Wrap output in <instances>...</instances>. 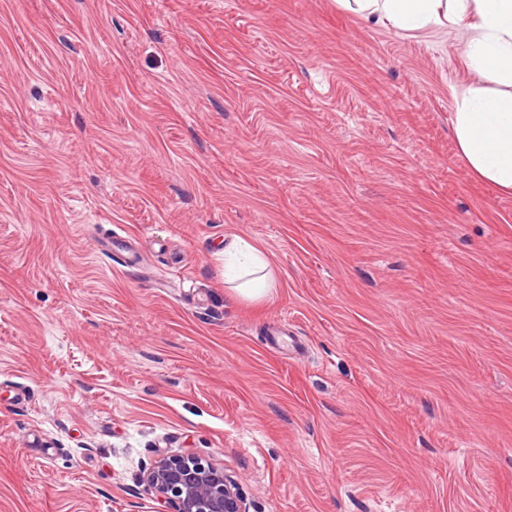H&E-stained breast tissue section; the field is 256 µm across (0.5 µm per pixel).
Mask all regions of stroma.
Returning a JSON list of instances; mask_svg holds the SVG:
<instances>
[{
	"mask_svg": "<svg viewBox=\"0 0 512 512\" xmlns=\"http://www.w3.org/2000/svg\"><path fill=\"white\" fill-rule=\"evenodd\" d=\"M469 37L338 0H0V512H160V448L249 512H512V196L453 135ZM224 256L243 259L236 277L240 280L234 289L236 297L243 301L261 302L274 293L276 283L268 272L269 262L258 248L241 237H234L224 241Z\"/></svg>",
	"mask_w": 512,
	"mask_h": 512,
	"instance_id": "1",
	"label": "stroma"
}]
</instances>
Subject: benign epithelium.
Listing matches in <instances>:
<instances>
[{
  "label": "benign epithelium",
  "instance_id": "obj_1",
  "mask_svg": "<svg viewBox=\"0 0 512 512\" xmlns=\"http://www.w3.org/2000/svg\"><path fill=\"white\" fill-rule=\"evenodd\" d=\"M143 481L168 512H248L237 482L224 466L194 454L158 451Z\"/></svg>",
  "mask_w": 512,
  "mask_h": 512
}]
</instances>
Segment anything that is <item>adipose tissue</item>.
<instances>
[{
	"label": "adipose tissue",
	"mask_w": 512,
	"mask_h": 512,
	"mask_svg": "<svg viewBox=\"0 0 512 512\" xmlns=\"http://www.w3.org/2000/svg\"><path fill=\"white\" fill-rule=\"evenodd\" d=\"M364 20L397 30L468 24L466 56L484 78L455 99L453 130L468 169L478 179L512 194V0H342ZM226 256L241 260L236 297L260 302L276 288L265 255L243 238L225 241Z\"/></svg>",
	"instance_id": "1"
}]
</instances>
